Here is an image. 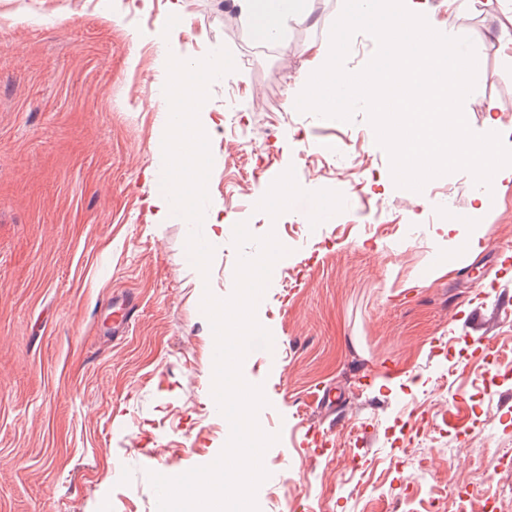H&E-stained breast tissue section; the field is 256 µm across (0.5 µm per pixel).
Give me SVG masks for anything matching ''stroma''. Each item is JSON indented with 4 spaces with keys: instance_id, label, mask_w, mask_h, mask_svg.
Returning <instances> with one entry per match:
<instances>
[{
    "instance_id": "1",
    "label": "stroma",
    "mask_w": 512,
    "mask_h": 512,
    "mask_svg": "<svg viewBox=\"0 0 512 512\" xmlns=\"http://www.w3.org/2000/svg\"><path fill=\"white\" fill-rule=\"evenodd\" d=\"M219 2L0 0V512H157L150 473L209 465L229 438L191 226L160 223L151 203L167 59L223 46L236 69L203 105L205 212L224 221L212 294L229 297L239 254L257 252L236 249L237 223L288 250L256 309L275 344L242 364L278 437L259 512H426L441 497L457 512L456 489L466 512H512V181L476 217L465 172L397 187L364 110L288 108L304 47L328 41L344 0H305L276 43ZM510 9L436 13L475 45L482 77L463 110L477 133L489 100L512 123ZM282 178L287 198L271 197ZM452 213L480 225L479 254L446 234ZM444 256L452 270L423 281ZM116 299L135 305L117 338ZM313 392L335 422L312 419Z\"/></svg>"
}]
</instances>
